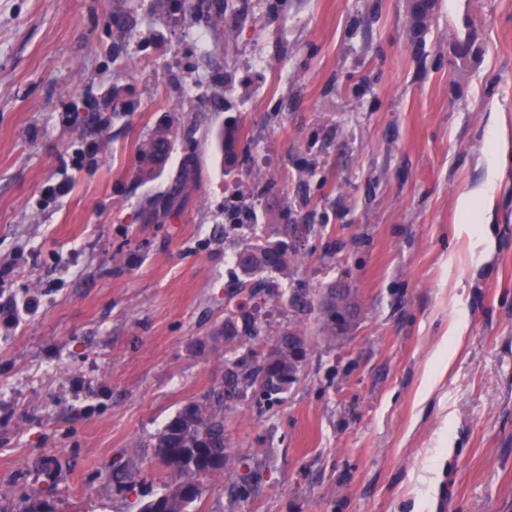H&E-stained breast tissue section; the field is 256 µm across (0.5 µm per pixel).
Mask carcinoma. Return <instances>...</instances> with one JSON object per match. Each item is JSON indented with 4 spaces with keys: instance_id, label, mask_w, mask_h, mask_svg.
<instances>
[{
    "instance_id": "1",
    "label": "carcinoma",
    "mask_w": 512,
    "mask_h": 512,
    "mask_svg": "<svg viewBox=\"0 0 512 512\" xmlns=\"http://www.w3.org/2000/svg\"><path fill=\"white\" fill-rule=\"evenodd\" d=\"M228 0H203L198 5L194 20L203 21L212 29L224 31L220 20L224 18ZM439 0H430L423 6L409 7V32L413 38L420 37L429 29ZM471 33L458 38L453 44L456 66L466 68L481 55V47ZM196 128L189 126L180 132L160 128L139 147V156L144 163L142 174L151 178L153 172L164 165L159 156L169 157L177 141L188 149L184 163L193 162L197 141ZM241 225L224 228V239L236 248V266L242 278L235 287L244 288L248 279L257 274H266L263 288L267 293L284 296L280 280L292 278L303 255L282 236L288 231H273L278 236L274 241L254 242L239 234ZM288 303L295 309L317 311L320 334L330 344L341 340L350 330L349 319L360 311L351 289L334 287L324 292L328 306H314L304 288H290ZM262 306L254 303L245 307L237 305L228 309L224 317V340L252 341L256 344L273 340L267 351L249 349L248 354L229 363L225 368L224 388L212 393L205 402L183 406L154 436L152 447L155 457L171 469L172 480L163 485L161 492L144 502L138 512H193L192 506L201 500L204 481L224 473V469L237 463V457L229 448L224 433V412L232 403L253 389L258 401L274 403L281 399L309 355L305 335L297 329H286L270 336L269 326L261 317Z\"/></svg>"
}]
</instances>
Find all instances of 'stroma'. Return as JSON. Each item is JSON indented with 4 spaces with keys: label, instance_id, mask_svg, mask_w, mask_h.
I'll return each instance as SVG.
<instances>
[{
    "label": "stroma",
    "instance_id": "1",
    "mask_svg": "<svg viewBox=\"0 0 512 512\" xmlns=\"http://www.w3.org/2000/svg\"><path fill=\"white\" fill-rule=\"evenodd\" d=\"M233 2L224 39L153 0H0V306L37 300L0 310V512H138L168 478L149 441L244 351L222 335L233 195L259 234L309 225L294 281L314 300L346 281L362 312L331 345L268 299L310 353L279 402L225 412L241 463L199 512H512V0H440L417 41L407 0ZM471 29L483 56L453 68ZM190 124L166 213L185 146L150 179L137 148Z\"/></svg>",
    "mask_w": 512,
    "mask_h": 512
}]
</instances>
